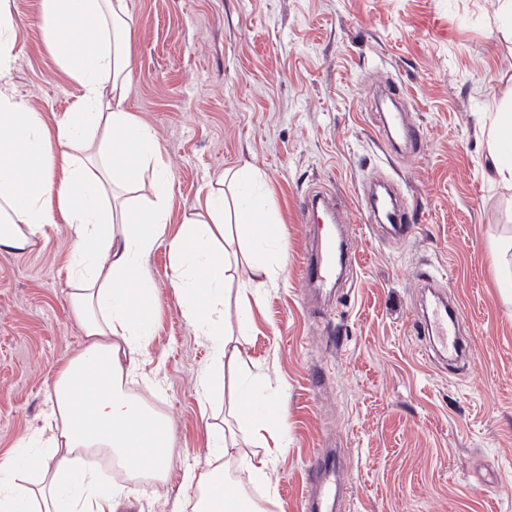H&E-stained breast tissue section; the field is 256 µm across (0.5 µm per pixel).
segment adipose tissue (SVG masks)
<instances>
[{"label":"adipose tissue","instance_id":"ef3b65f1","mask_svg":"<svg viewBox=\"0 0 512 512\" xmlns=\"http://www.w3.org/2000/svg\"><path fill=\"white\" fill-rule=\"evenodd\" d=\"M41 14L78 101L52 130L16 96L9 81L16 30L8 0H0V250L36 248L44 227L61 216L72 231L70 313L85 346L56 371L45 428L19 443L13 465L0 466V512H119L132 477L165 483L174 424L127 390L143 378L140 357L156 323L145 261L162 244L182 315L213 349L200 396L210 399L227 385L229 414L244 420L250 440L265 450L247 456L234 431L211 425L215 447L238 460L241 473L186 472V484L200 493L195 512H267L246 487L270 481L283 446L284 406L259 386L224 382L244 363L238 339L254 324L252 299L287 272L281 227L253 199L260 174L247 164L225 172L233 197L204 189L169 232L173 183L162 148L154 130L122 107L134 80L126 0H41ZM489 144L498 179L512 185L511 111L493 117ZM146 173L153 200L131 206L127 194ZM238 238L255 243L243 276L233 248ZM98 451L115 461L105 481L85 461Z\"/></svg>","mask_w":512,"mask_h":512}]
</instances>
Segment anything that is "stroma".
<instances>
[{"instance_id":"stroma-1","label":"stroma","mask_w":512,"mask_h":512,"mask_svg":"<svg viewBox=\"0 0 512 512\" xmlns=\"http://www.w3.org/2000/svg\"><path fill=\"white\" fill-rule=\"evenodd\" d=\"M508 0H127L135 82L124 110L156 132L179 224L206 184L249 164L261 174L288 242V268L253 303L240 342L286 408L275 461L276 504L299 512L314 451H340L345 512H512V301L491 256L512 238V188L495 180L487 112L512 103ZM18 33L11 83L49 126L78 96L50 52L39 0H12ZM403 88L421 132L398 148L372 111L377 86ZM393 185L420 213L408 238L367 228L370 183ZM332 196L352 262L323 287L303 266L313 231L297 222L307 195ZM71 233L46 225L39 249L0 251V465L46 422L57 368L84 346L70 315ZM145 268L157 320L141 360L163 394L131 392L171 416L163 488L131 485L130 512H192L185 471L215 472L200 374L209 342L181 314L166 247ZM450 289L464 330L461 368L410 330Z\"/></svg>"}]
</instances>
